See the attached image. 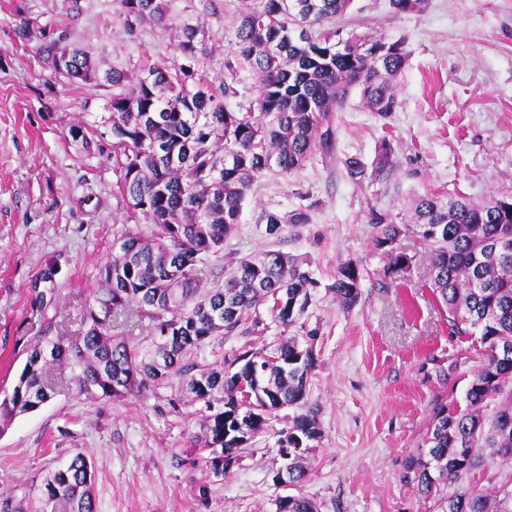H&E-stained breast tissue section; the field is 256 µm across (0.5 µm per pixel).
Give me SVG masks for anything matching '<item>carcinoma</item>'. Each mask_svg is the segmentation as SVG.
<instances>
[{
  "label": "carcinoma",
  "instance_id": "obj_1",
  "mask_svg": "<svg viewBox=\"0 0 512 512\" xmlns=\"http://www.w3.org/2000/svg\"><path fill=\"white\" fill-rule=\"evenodd\" d=\"M350 0H251L235 29L236 57L258 75L253 108L224 105L226 85L208 79L206 33L172 12L171 0H120L125 32L146 26L169 32L176 57L128 73L99 69L84 49L54 44L47 55L55 73L70 81L112 88L107 101L117 188L132 210L151 225L146 235L124 232L102 275L106 297L87 309L88 328L73 341L60 336L33 346L11 392L0 400V418L47 402L57 384L54 364L71 369V381L91 398H120L155 388L174 376L211 414L205 417L214 474L229 470L268 416L297 409L280 432L279 448H299L288 474L297 485L307 476L303 452L321 436L317 409L307 399L316 361L296 338L267 357L246 352L234 372L186 364L205 341L238 331L262 306L284 328L307 312L320 286L304 262L276 250L236 259L224 283L202 290L199 275L209 255L239 223L247 192L268 172L286 175L305 165L333 139V113L359 91L367 110L386 117L396 110L395 81L408 52L403 42L381 37L336 42L325 24L344 15ZM310 222L308 212L262 208L256 223L278 238L288 226ZM373 245L386 259L384 276L411 270L400 238L413 232L430 261V288L448 308L451 327L476 336L482 359L465 391V407L438 401L419 455L406 464V478L425 497L446 487L441 512H512V488L462 485L464 478L494 464H512V200L475 203L431 195L416 201L407 224L372 213ZM56 270L33 284L35 302L53 304ZM363 272L349 260L327 285L348 309L359 296ZM133 318L146 334L135 343L118 333ZM222 407L213 409V401ZM93 471L78 452L45 479L39 512H96ZM277 512H318L309 499L290 495Z\"/></svg>",
  "mask_w": 512,
  "mask_h": 512
}]
</instances>
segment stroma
<instances>
[{
    "mask_svg": "<svg viewBox=\"0 0 512 512\" xmlns=\"http://www.w3.org/2000/svg\"><path fill=\"white\" fill-rule=\"evenodd\" d=\"M244 0H194L215 61L214 84L232 89L230 106L248 107L257 77L232 59ZM341 37L403 41L409 57L397 79L398 107L368 111L351 92L334 115L330 152L315 151L288 176L267 173L248 193L223 250L208 257L205 286L223 283L235 259L278 250L307 260L321 286L303 326L282 328L261 311L249 332L213 336L190 360L225 368L240 354H272L286 337L312 348L308 400L321 437L305 455L297 495L319 512H437L405 478L420 452L436 399L463 400L480 345L454 334L428 280L427 250L414 233L400 239L412 256L408 277L385 278L372 243V212L410 218L415 198L464 195L477 203L512 196V0H426L397 13L390 0H352L333 23ZM88 50L100 70L137 76L170 63L172 44L156 27L128 35L119 0H0V392L11 390L30 349L45 336L78 337L83 313L100 296V273L122 232H147L129 219L116 186L109 90L55 76L45 58L58 39ZM79 125L83 137L70 134ZM391 163L377 169L381 142ZM366 174L350 178L346 158ZM307 209L310 221L276 239L255 222L260 209ZM363 271L357 303L343 309L326 286L340 263ZM55 267V300L34 301L32 285ZM57 393L0 425V512H34L45 477L78 451L94 471L97 512H277L284 490L277 440L295 414L284 408L253 437L225 474L202 466L205 405L179 380L143 394L90 399L55 368Z\"/></svg>",
    "mask_w": 512,
    "mask_h": 512,
    "instance_id": "35a3bbf8",
    "label": "stroma"
}]
</instances>
